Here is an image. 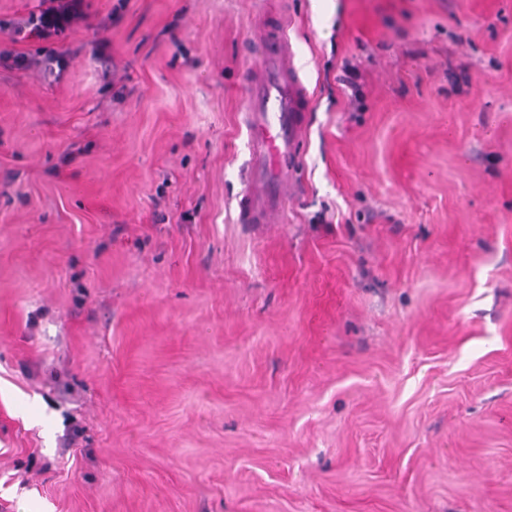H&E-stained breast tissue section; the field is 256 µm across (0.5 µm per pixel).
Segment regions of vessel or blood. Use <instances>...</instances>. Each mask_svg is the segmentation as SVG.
Segmentation results:
<instances>
[{
    "label": "vessel or blood",
    "instance_id": "obj_1",
    "mask_svg": "<svg viewBox=\"0 0 512 512\" xmlns=\"http://www.w3.org/2000/svg\"><path fill=\"white\" fill-rule=\"evenodd\" d=\"M267 40L271 47L246 85L249 159L239 208L241 217L260 216L273 222L282 215L287 199L286 160L303 130L299 114L308 92L295 67L287 20H280Z\"/></svg>",
    "mask_w": 512,
    "mask_h": 512
}]
</instances>
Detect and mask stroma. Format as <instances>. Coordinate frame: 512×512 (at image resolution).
Returning <instances> with one entry per match:
<instances>
[{
  "mask_svg": "<svg viewBox=\"0 0 512 512\" xmlns=\"http://www.w3.org/2000/svg\"><path fill=\"white\" fill-rule=\"evenodd\" d=\"M51 4L0 0V512H512V0L11 35ZM283 17L300 190L245 221Z\"/></svg>",
  "mask_w": 512,
  "mask_h": 512,
  "instance_id": "35a3bbf8",
  "label": "stroma"
}]
</instances>
